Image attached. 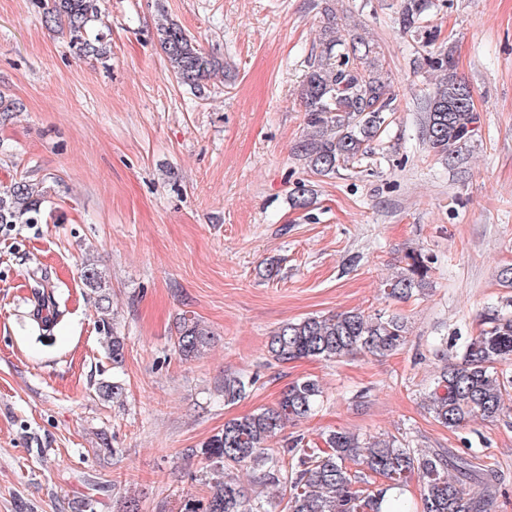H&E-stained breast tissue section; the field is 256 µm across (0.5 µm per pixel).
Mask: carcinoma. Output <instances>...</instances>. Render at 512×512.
<instances>
[{
  "mask_svg": "<svg viewBox=\"0 0 512 512\" xmlns=\"http://www.w3.org/2000/svg\"><path fill=\"white\" fill-rule=\"evenodd\" d=\"M433 0H402L398 25L405 32L423 31L433 45L439 32L422 26ZM46 25L68 34L80 55L105 58L110 44L99 28L100 0H40ZM156 34L166 54L169 71L200 91L202 81L224 70L223 62L204 52L184 28L172 20L157 24ZM322 49L311 62L300 98L306 112L308 134L296 147L310 171L329 177L368 154L372 141L387 126L396 101L378 52L368 42L347 43L338 36L331 7L324 9ZM426 65L441 73L428 95L422 133L439 158L453 162L463 146L477 135L480 122L469 84L456 74L451 51L432 53ZM48 191L42 182L20 180L0 186V224H38ZM313 189L298 182L291 193L293 206L307 209ZM406 267L388 283L390 295L409 298L428 285L429 259L406 255ZM81 279L91 291L101 314L104 346L113 367L124 360L125 337L108 321L112 298L106 275L92 260L82 263ZM408 327L398 315L371 317L359 310L329 316H309L280 325L266 342L273 360H337L354 352L385 356L407 342ZM209 331L194 318L179 320L175 348L184 360L200 356L209 345ZM512 298L489 307L483 328L463 346L460 358L445 366L428 396V409L444 427L457 428L478 417L494 422L512 411L505 396L512 390ZM252 381L224 375V402L242 398ZM322 391L311 379L293 381L282 391L276 406L261 408L224 422V428L201 445V454L216 470L246 467L263 472L285 501L284 512H490L494 491L502 476L495 466L451 450L426 451L396 436L364 442L354 434L336 430L324 438V447L306 448L296 438L287 451L297 456L288 467L270 448L290 421L312 415ZM454 470L458 477L448 476ZM477 480L485 493L465 491L463 479ZM420 485V505L407 508L404 495L412 480ZM204 512H258L240 482L224 474L211 486Z\"/></svg>",
  "mask_w": 512,
  "mask_h": 512,
  "instance_id": "cac0c4a2",
  "label": "carcinoma"
}]
</instances>
